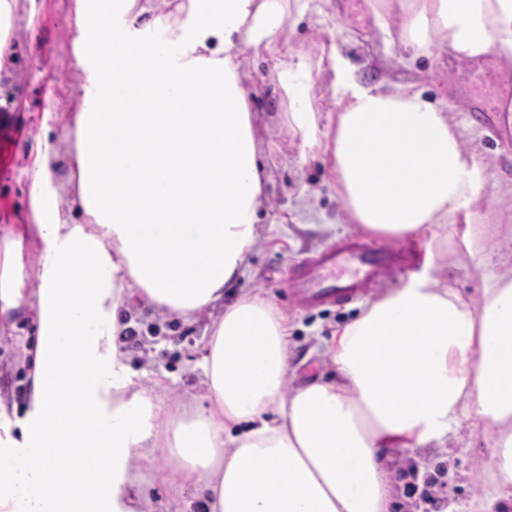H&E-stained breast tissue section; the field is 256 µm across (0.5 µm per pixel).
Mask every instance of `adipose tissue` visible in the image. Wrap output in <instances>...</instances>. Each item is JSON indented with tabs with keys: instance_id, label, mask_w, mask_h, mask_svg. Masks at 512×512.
<instances>
[{
	"instance_id": "ef3b65f1",
	"label": "adipose tissue",
	"mask_w": 512,
	"mask_h": 512,
	"mask_svg": "<svg viewBox=\"0 0 512 512\" xmlns=\"http://www.w3.org/2000/svg\"><path fill=\"white\" fill-rule=\"evenodd\" d=\"M108 67L68 127L74 207L48 185L56 156L30 172L33 223L0 247V322L36 324L17 436L0 437V512H16L30 472L43 512H139L157 459L172 484L201 486L205 512H390L385 449L443 446L461 420L490 427L491 498L512 497V279L481 273L479 304L424 275L369 302L327 353L335 378L289 384L288 331L267 298L225 302L259 245L264 162L248 48L277 54L303 0H96ZM400 22L402 45L447 48L482 64L512 59V0H369ZM280 81L286 119L324 153L352 223L392 241L424 235L481 197V175L440 108L411 89L340 74L341 104L321 116L312 66ZM512 227L466 224L451 250L476 262ZM38 245L35 287L23 243ZM139 296L186 321L219 310L202 368L207 403L162 408V380H136L121 350L123 312Z\"/></svg>"
}]
</instances>
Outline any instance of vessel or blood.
Returning a JSON list of instances; mask_svg holds the SVG:
<instances>
[{
  "instance_id": "b4317fda",
  "label": "vessel or blood",
  "mask_w": 512,
  "mask_h": 512,
  "mask_svg": "<svg viewBox=\"0 0 512 512\" xmlns=\"http://www.w3.org/2000/svg\"><path fill=\"white\" fill-rule=\"evenodd\" d=\"M393 264V255L373 257L355 238L303 260L292 270L288 285L295 301L307 308L346 303L362 296ZM345 267L349 275L339 276Z\"/></svg>"
}]
</instances>
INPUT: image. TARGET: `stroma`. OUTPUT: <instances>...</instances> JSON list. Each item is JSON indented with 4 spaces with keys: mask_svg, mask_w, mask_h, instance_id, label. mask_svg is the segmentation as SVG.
Segmentation results:
<instances>
[{
    "mask_svg": "<svg viewBox=\"0 0 512 512\" xmlns=\"http://www.w3.org/2000/svg\"><path fill=\"white\" fill-rule=\"evenodd\" d=\"M80 0H18L9 18L0 20L7 70L0 74V238L8 225L33 221L29 171L45 148L58 155L52 186L61 203H70L76 190L71 180L74 141L64 127L83 103L86 74L80 64L85 43L80 33ZM284 55L248 52L241 77L252 91L257 146L265 159L267 203L260 215L261 245L247 259L233 296L262 293L270 298L288 323L290 382L299 385L333 377L335 368L325 344L336 330L356 318L362 303L296 307L288 292V275L300 259L350 237H362L377 252L400 246L418 253L414 265H399L389 273V288H399L413 277L431 273L473 298L480 286L474 267L453 265L450 257L432 248L428 237L390 242L350 223L323 160L322 148L305 149L289 128L284 114L288 102L278 81L281 64L306 58L313 67V96L321 112L336 111L340 97L333 86L330 57L348 67L362 85L395 89L410 86L423 91L443 109L465 146L482 169L479 215L490 223L512 226V137L492 132L505 85L497 72L503 61L488 59L480 67L459 61L447 52L414 57L405 52L367 4V0H312L304 15H291ZM129 328L122 350L143 382L163 379L164 407L176 409L187 399L204 400L207 387L200 362L205 354L209 316L186 322L162 314L140 298H131L126 313ZM35 334L27 317L14 325L0 324V396L25 398L23 351ZM487 438L469 422H461L446 447L417 452L388 451L387 474L394 491L392 512H422L403 494L412 466L448 467L447 487L434 488L438 497L452 498L453 512H471L486 492L483 464ZM203 491L168 486L160 472H152L145 488L143 512H201Z\"/></svg>",
    "mask_w": 512,
    "mask_h": 512,
    "instance_id": "stroma-1",
    "label": "stroma"
}]
</instances>
